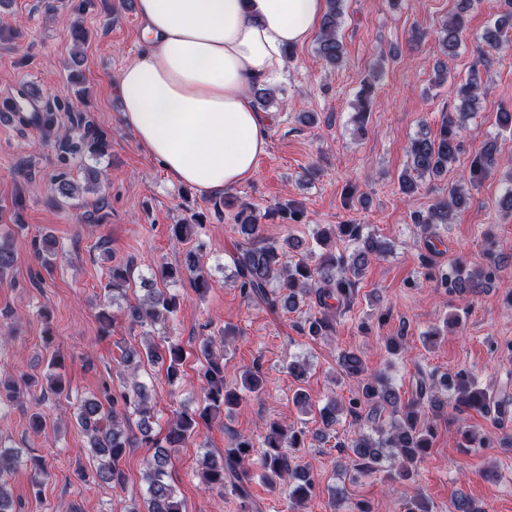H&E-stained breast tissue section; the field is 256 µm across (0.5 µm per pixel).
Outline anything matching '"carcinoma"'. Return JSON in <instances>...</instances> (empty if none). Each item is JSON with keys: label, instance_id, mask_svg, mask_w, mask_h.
<instances>
[{"label": "carcinoma", "instance_id": "1", "mask_svg": "<svg viewBox=\"0 0 512 512\" xmlns=\"http://www.w3.org/2000/svg\"><path fill=\"white\" fill-rule=\"evenodd\" d=\"M345 0H326L327 9L321 22V34L316 52L327 64L336 67L341 64L345 49L337 36V28ZM475 0H458L451 19L438 32V43L442 54L455 57L461 46L460 35L464 29V16ZM491 48H497L512 40V9L505 11L488 29L483 37ZM482 91L480 73L474 68L465 82L458 85L456 93L459 103L455 111L442 120L439 132L431 134L422 130L413 138L408 148L407 171L401 176L400 190L407 196L413 195L418 180L425 177H438L448 172L461 150V130L465 122L472 118L478 109L479 94ZM107 143L95 130L86 128L80 142H67L65 153H82L91 158H100L106 153ZM498 166L496 148L485 145L472 162L469 183L474 185ZM54 191L71 198L79 192V186L70 181L67 173L58 175ZM466 199L465 186L461 183L448 186V196L436 202L427 212H415L413 223L420 228L424 241L430 247L440 240L439 229L448 228L454 211ZM298 210L289 202L278 204L262 216H257L249 207L238 212L239 232L243 242L239 244L233 262L235 277L241 294L251 300H258L271 309L278 307L294 310L303 298H314L319 307L318 313L304 318L300 331L322 339L336 331V307L350 302L363 266L371 257L386 253L381 241L374 234H363L358 224H341L330 230L316 232V240L324 249L320 263L312 267L304 256L294 257L291 252L299 243L290 239L279 243L262 235L260 219L292 220ZM341 235L357 243L350 259L333 251L336 235ZM34 254L41 265H53L54 254L47 246V239L33 243ZM496 263L469 268L453 262L440 275V286L450 294H466L484 288L498 278ZM163 281H178L188 278L196 291L209 288L204 274L200 255L195 250L186 253L178 266L162 268ZM130 280V269L123 266L112 267L107 283L103 287L104 303L107 307L126 297ZM144 297L135 304H127L125 317L133 325H150L164 328L177 311L179 298L154 282L143 284ZM203 366V400L192 411L184 410L174 414L164 437L153 431L154 406L148 388L135 378L136 370L146 362L161 364L166 368L169 383L182 377L185 360L184 351L178 345H171L161 351L154 343L140 347H126L120 360L119 374L123 379L121 389L112 388V383L103 381L98 393L82 400L78 406L77 422L86 438V447L97 461L96 476L107 484H121L125 480L121 462L127 450L141 442L155 448L146 461L142 480L145 483L143 497L144 512H184L183 500L179 499L175 487L169 482V467L172 455L201 426L209 425L224 415V411L236 406L242 400L240 391L259 394L264 388L263 373L253 367L241 376V388H229L224 384V358L213 351V339H202L198 350ZM343 372L359 383L358 394L349 400L347 406L332 400L319 409L324 430L330 432L336 426V413L346 411L354 420L367 417L373 423L375 435L361 431L347 443L338 441L335 448L346 453L352 468L360 473L373 470V465L383 458L399 461L398 467H390V479L408 480L412 468L416 467L431 447L433 426L426 420V414L439 415L451 407L459 412L475 411L480 414L503 415L508 412L506 400L496 399L477 386L470 373L459 371L450 376L420 374L412 397L400 403L396 390L380 374L365 373L363 362L356 353L344 351L339 358ZM49 373L42 377H30L24 385L15 382H0V389L15 398L22 389L40 388L45 393L61 395L65 381L61 373L64 364L54 358L50 361ZM391 408L392 418L387 426L379 425V419L386 408ZM137 418L139 435L129 433L123 421ZM305 447L304 432L291 430L277 422L266 426L259 435L234 433L229 438L228 448L222 454L205 452L202 461L201 479L211 492L223 494L225 488L240 500L245 512L250 509V484L253 480L250 464L255 449H263L261 456L262 481L272 489L285 484L288 486V499L292 509L298 510L314 492L311 468L296 462V453ZM33 472L32 488L40 491L42 476L45 474L43 459L30 457L22 459L21 450L0 442V512H16L10 485L6 476L19 466Z\"/></svg>", "mask_w": 512, "mask_h": 512}]
</instances>
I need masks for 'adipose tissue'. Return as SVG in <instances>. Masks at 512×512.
I'll return each instance as SVG.
<instances>
[{"label": "adipose tissue", "mask_w": 512, "mask_h": 512, "mask_svg": "<svg viewBox=\"0 0 512 512\" xmlns=\"http://www.w3.org/2000/svg\"><path fill=\"white\" fill-rule=\"evenodd\" d=\"M146 49L116 82L126 125L169 177L203 194L253 176L269 121L249 96L285 73L324 0H137Z\"/></svg>", "instance_id": "1"}]
</instances>
